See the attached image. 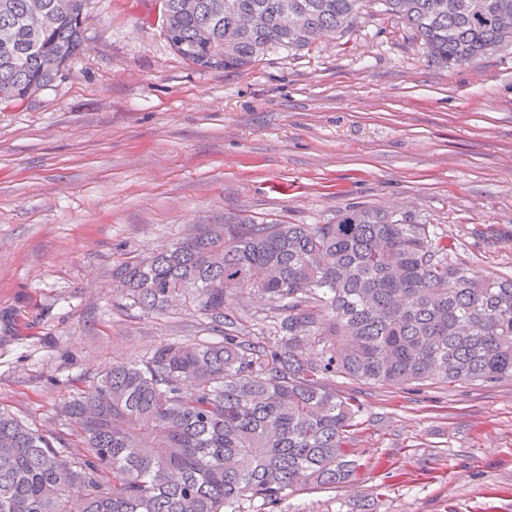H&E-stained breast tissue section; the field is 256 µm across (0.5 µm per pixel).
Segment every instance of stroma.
Here are the masks:
<instances>
[{"label":"stroma","instance_id":"35a3bbf8","mask_svg":"<svg viewBox=\"0 0 512 512\" xmlns=\"http://www.w3.org/2000/svg\"><path fill=\"white\" fill-rule=\"evenodd\" d=\"M348 206L426 225L474 278L512 276V39L448 68L363 0L345 32L202 71L160 0H87L70 69L0 101V410L69 445L65 401L113 363L221 339L190 304L121 300L115 266L195 224H332ZM224 312L277 344L267 297ZM327 382L360 408L351 482L243 512H512V379Z\"/></svg>","mask_w":512,"mask_h":512}]
</instances>
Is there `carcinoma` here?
<instances>
[{
  "instance_id": "obj_1",
  "label": "carcinoma",
  "mask_w": 512,
  "mask_h": 512,
  "mask_svg": "<svg viewBox=\"0 0 512 512\" xmlns=\"http://www.w3.org/2000/svg\"><path fill=\"white\" fill-rule=\"evenodd\" d=\"M86 0H0V100L46 87L83 50ZM170 46L202 70L243 69L350 28L362 0H161ZM429 59L461 67L512 38V0H383ZM148 311L178 298L222 340L116 363L64 405L76 453L0 412V512H240L340 486L360 412L323 379L512 378V278L475 280L424 224L349 208L334 224L229 218L112 269ZM280 314L281 344L224 315L240 287ZM320 348L311 361L303 342Z\"/></svg>"
}]
</instances>
